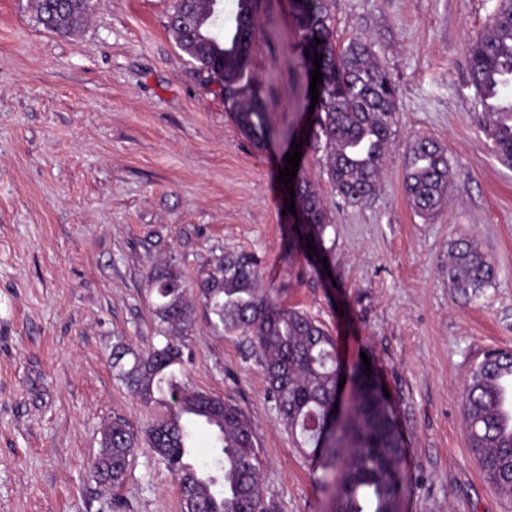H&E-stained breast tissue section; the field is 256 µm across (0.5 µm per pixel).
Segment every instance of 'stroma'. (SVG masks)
Returning a JSON list of instances; mask_svg holds the SVG:
<instances>
[{
    "mask_svg": "<svg viewBox=\"0 0 512 512\" xmlns=\"http://www.w3.org/2000/svg\"><path fill=\"white\" fill-rule=\"evenodd\" d=\"M63 36L34 0H0V512H181L177 482L147 450L122 485H100V431L154 414L112 376V339L159 343L148 276L175 259L189 284L246 250L281 306L336 339L344 368L369 358L398 411L417 484L403 512H505L464 434L462 390L483 350L512 351V167L489 148L465 45L496 0H328L337 44L364 34L399 95L397 135L375 198L351 206L305 172L333 217L315 249L295 245L277 183L307 126L303 43L289 0H255L248 91L274 137L237 127L168 32L173 0H92ZM427 137L452 167L431 221L403 188L408 143ZM475 241L495 270L479 296L454 292L451 241ZM182 383L237 405L257 439L276 512H334L330 488L279 423L247 340L204 315L182 339Z\"/></svg>",
    "mask_w": 512,
    "mask_h": 512,
    "instance_id": "obj_1",
    "label": "stroma"
}]
</instances>
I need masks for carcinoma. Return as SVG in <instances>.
Masks as SVG:
<instances>
[{
	"instance_id": "obj_1",
	"label": "carcinoma",
	"mask_w": 512,
	"mask_h": 512,
	"mask_svg": "<svg viewBox=\"0 0 512 512\" xmlns=\"http://www.w3.org/2000/svg\"><path fill=\"white\" fill-rule=\"evenodd\" d=\"M304 51L323 55L321 69L329 76L322 88L321 110L307 130L308 142L323 145V173L336 196L348 205L368 203L377 193L388 145L396 135L399 99L390 74L379 64L373 44L357 36L340 47L333 39L326 0H290ZM254 0H236L235 26L228 35L212 34L220 14L212 4L194 3V26L169 23L177 47L207 78L235 93L230 111L240 131L263 149L273 136L267 114L253 97L237 92L248 78L251 41L243 23L254 28ZM38 22L68 34L88 14V0H36ZM322 40L318 44L315 39ZM469 80L475 108L491 151L512 167V101L507 111L488 109L486 98L501 94L512 81V0H496L484 31L468 47ZM451 177L447 153L431 138L412 141L404 159V191L414 212L432 218L443 205ZM298 223L317 241L332 217L313 182L298 169L293 179ZM448 287L477 295L492 284V266L478 245L460 239L448 246ZM258 258L248 252L219 259L208 276L187 287L174 262L155 267L149 287L153 312L166 342L147 351L132 348L125 337L112 341L113 377L144 405L174 409L156 416L137 433L114 418L101 434L93 460L99 483L113 488L126 477L134 452L146 444L158 463L178 480L183 512H274L263 495L256 438L243 411L223 398L189 390L177 381L184 366L177 338L187 334L196 317L188 295L195 292L205 316L217 331L248 338L264 370L268 393L279 422L308 449L312 470L333 488L335 512H401L412 484L396 410L379 383L369 382L351 394L343 423H331L340 360L336 341L322 323L307 313L282 307L273 291L262 287ZM512 374V352L500 350L474 361L464 385L463 416L468 448L484 479L512 512V431L499 424L497 378ZM205 428L214 448L213 465L185 462L182 449L193 447L196 429Z\"/></svg>"
}]
</instances>
